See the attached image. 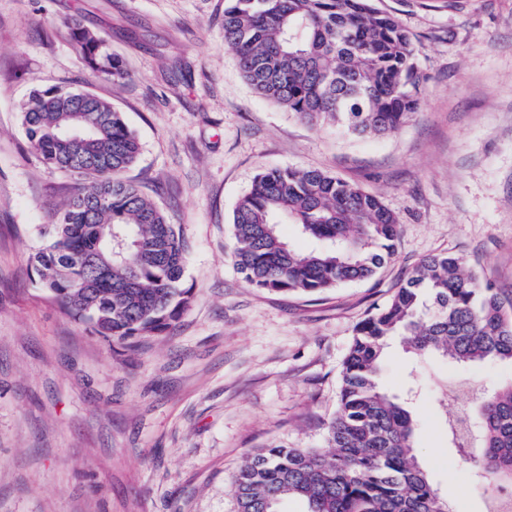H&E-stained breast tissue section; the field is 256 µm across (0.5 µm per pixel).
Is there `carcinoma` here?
I'll use <instances>...</instances> for the list:
<instances>
[{"mask_svg":"<svg viewBox=\"0 0 512 512\" xmlns=\"http://www.w3.org/2000/svg\"><path fill=\"white\" fill-rule=\"evenodd\" d=\"M373 0H225L224 47L255 92L312 126L348 136L397 132L416 110L420 80L410 34ZM74 47L103 77L128 73L105 41L73 17ZM93 129L81 147L62 133ZM21 125L43 164L76 179L41 229V287L90 332L127 349L164 332L190 302L186 248L163 210L127 178L142 145L122 113L84 91L36 90ZM294 224L317 243L290 244ZM234 263L261 290L315 294L372 278L395 253L399 219L379 196L319 170L265 169L233 211ZM420 357L512 364V303L457 256L424 259L390 299L354 328L324 448L268 444L234 477L238 512H448L422 468L411 401L380 385L387 342ZM467 410L478 477L512 489V381L486 388Z\"/></svg>","mask_w":512,"mask_h":512,"instance_id":"1","label":"carcinoma"}]
</instances>
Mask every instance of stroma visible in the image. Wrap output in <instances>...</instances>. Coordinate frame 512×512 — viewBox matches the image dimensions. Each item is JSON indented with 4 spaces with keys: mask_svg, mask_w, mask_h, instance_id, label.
I'll list each match as a JSON object with an SVG mask.
<instances>
[{
    "mask_svg": "<svg viewBox=\"0 0 512 512\" xmlns=\"http://www.w3.org/2000/svg\"><path fill=\"white\" fill-rule=\"evenodd\" d=\"M411 34L420 101L391 135L314 128L258 97L224 47V0H0V512H237L233 476L270 442L323 445L356 324L426 257H461L512 297V0H374ZM128 80L76 52L70 15ZM88 90L143 151L127 173L187 245L191 302L129 352L41 288L33 256L74 184L45 167L19 119L34 89ZM270 166L321 170L399 219L373 278L312 295L247 285L232 211ZM493 386L512 366L386 351L381 385L418 392L419 459L454 512L494 487L448 442L454 380Z\"/></svg>",
    "mask_w": 512,
    "mask_h": 512,
    "instance_id": "35a3bbf8",
    "label": "stroma"
}]
</instances>
